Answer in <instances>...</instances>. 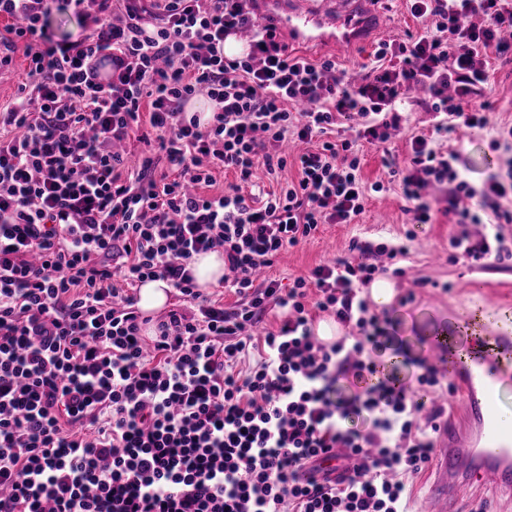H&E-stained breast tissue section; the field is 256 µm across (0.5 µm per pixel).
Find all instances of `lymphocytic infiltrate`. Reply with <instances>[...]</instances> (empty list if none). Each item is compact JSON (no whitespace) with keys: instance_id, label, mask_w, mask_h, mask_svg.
<instances>
[{"instance_id":"obj_1","label":"lymphocytic infiltrate","mask_w":512,"mask_h":512,"mask_svg":"<svg viewBox=\"0 0 512 512\" xmlns=\"http://www.w3.org/2000/svg\"><path fill=\"white\" fill-rule=\"evenodd\" d=\"M52 2L0 0V66L19 49L27 62L0 109V512H410L408 480L448 407L409 389L412 361L364 292L406 246L358 245L286 290L259 273L383 190L365 186L354 146L388 142L413 88L434 136L485 128L479 95L512 56V0H408L421 33L380 42L360 79L289 53L256 0H123L117 18L97 0L77 39L50 32ZM238 32L248 52L225 57ZM200 93L204 125L183 117ZM134 136L147 148L132 163ZM433 138H412L399 173L415 223L447 193L455 254L511 257L512 167L473 185ZM291 139L306 146L296 179L265 190L257 170L284 171ZM218 170L237 181L206 194ZM218 249L228 309L191 269ZM155 279L195 310H169L148 339L127 289ZM271 306L279 326L255 335ZM316 310L350 334L317 343ZM386 348L397 364L377 358ZM348 376L363 385L351 397Z\"/></svg>"}]
</instances>
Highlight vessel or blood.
<instances>
[{
  "instance_id": "obj_1",
  "label": "vessel or blood",
  "mask_w": 512,
  "mask_h": 512,
  "mask_svg": "<svg viewBox=\"0 0 512 512\" xmlns=\"http://www.w3.org/2000/svg\"><path fill=\"white\" fill-rule=\"evenodd\" d=\"M265 14L301 41L339 47L360 43L374 22L373 0H316L279 12L277 0H265ZM462 399L459 414L468 431L452 426L436 444L438 488L423 500L421 512H455L456 503L482 487L512 496V330L499 327L464 363L449 374Z\"/></svg>"
}]
</instances>
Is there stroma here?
Segmentation results:
<instances>
[{
	"mask_svg": "<svg viewBox=\"0 0 512 512\" xmlns=\"http://www.w3.org/2000/svg\"><path fill=\"white\" fill-rule=\"evenodd\" d=\"M380 38L368 36L352 50L304 44L285 37L289 50L314 60L332 59L338 68L364 73L370 65ZM480 99L487 105L489 124L485 129H458L448 140H436L440 151L455 149L460 167L468 168L474 182H481L487 158L496 166H512V144L495 145L496 131L512 125V59L496 61ZM402 130L387 148L369 144L361 149V177L365 184L383 181L382 192L370 193L363 214L351 224H325L313 238L284 251L269 269V277L289 285L297 276L307 274L317 264L348 255L353 242L379 243L385 240H412L409 254L400 265L405 273L392 277L397 299L387 308L390 333L402 340L416 364L410 378H417L418 362L427 359L428 346L435 329L455 327L469 322L474 314L484 321L506 325L512 314V259L474 265L464 259H452L449 238L457 232L445 202L433 203L434 221L415 224L407 211L408 203L397 179L387 174L386 159L406 167L410 158L409 140L431 133L435 114L422 100L404 107ZM407 304H400L402 296Z\"/></svg>",
	"mask_w": 512,
	"mask_h": 512,
	"instance_id": "stroma-1",
	"label": "stroma"
}]
</instances>
